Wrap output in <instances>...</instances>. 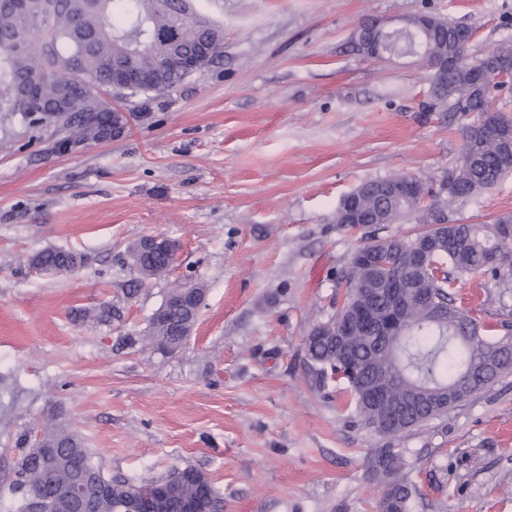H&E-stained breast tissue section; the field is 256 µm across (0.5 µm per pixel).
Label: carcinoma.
I'll return each mask as SVG.
<instances>
[{
	"instance_id": "carcinoma-1",
	"label": "carcinoma",
	"mask_w": 512,
	"mask_h": 512,
	"mask_svg": "<svg viewBox=\"0 0 512 512\" xmlns=\"http://www.w3.org/2000/svg\"><path fill=\"white\" fill-rule=\"evenodd\" d=\"M429 37L420 41L414 55L429 67L444 56L459 60L447 75L431 76V107L449 106L457 112H477L486 123L512 128V118L491 110V91L499 82L475 83L474 72L495 63H512V46L502 45L491 54L470 62L468 42L445 40L438 33L456 25L428 16ZM208 40L211 49L195 55V72L206 70L221 55L222 30L201 18L192 0H0V112L26 113L19 99L20 81L34 82L30 104L41 109L43 123H62L66 138L75 142L96 141L98 133L86 118V95L75 92L62 113L55 107L62 91L75 81L87 80L101 89L112 81V71L131 62L147 73V79L130 96L158 94L178 87L191 73L172 65L173 54L191 53ZM512 174V155L495 140L479 135L475 126L464 131L461 158L448 169L440 192L418 179L404 191L382 193L377 185H392L402 176L367 181L348 194L354 199L366 224L385 226L412 217L421 229L407 237H386L387 247L376 245L377 260L362 257L349 263L341 279L347 292L356 291L354 306L370 310L369 326L353 322L347 327L346 348L336 353V343L323 336H309L307 360L319 382L328 373L341 375L350 392L357 422L386 437H396L434 419H441L456 406L455 388L470 386L476 394L512 373V334L497 340L480 334L476 319L455 306L453 288L459 278L496 273L508 260L499 244L496 226L464 224L448 228V234L428 246L424 270L410 269L402 256L441 213L440 194L448 200L468 198L495 187ZM49 266L73 270L83 257L57 250L42 256ZM401 279L409 288L403 312L393 309L386 281ZM192 310L169 305L164 316L149 323L148 340L164 350L186 330ZM381 381L393 402L403 392L422 388L423 398L415 406L387 417L366 398L364 386ZM41 442L55 448L57 460L45 465L33 455L28 437L20 439V455L0 478L8 484L16 512H31L32 494L44 499L47 512L54 509L56 489L80 474L71 460L84 462L90 475L85 480L88 512H125L135 488L149 489L158 480L140 484L104 475L92 460L83 440L55 418L41 427ZM374 478L384 486L377 512H409L412 483L409 464L399 448H376L371 457ZM204 474L193 467L175 468L163 480L174 482L177 495L161 504L158 512H175L179 500L198 493ZM111 488L109 496L101 488Z\"/></svg>"
}]
</instances>
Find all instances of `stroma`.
Masks as SVG:
<instances>
[{
	"label": "stroma",
	"instance_id": "obj_1",
	"mask_svg": "<svg viewBox=\"0 0 512 512\" xmlns=\"http://www.w3.org/2000/svg\"><path fill=\"white\" fill-rule=\"evenodd\" d=\"M222 55L175 90L125 102L123 137L60 155L56 124L0 117V466L55 414L105 476L140 483L191 466L218 512H377L382 438L359 426L342 381L318 382L312 326L339 308L363 230L344 196L395 174L439 186L472 114L428 110L419 57L357 51L365 21L435 15L468 28L469 60L512 44V0H197ZM452 224L512 214V175L444 201ZM177 244L145 282L127 249ZM48 248L80 268L41 274ZM205 290L181 350L142 342L174 284ZM470 316L502 336L512 272L462 278ZM111 306V321L85 311ZM411 512H512V374L393 439ZM171 240L164 235H149L140 239L137 243L144 254L146 264H149L152 260V256L156 251L166 252L169 256L170 266L174 260L175 247L171 245Z\"/></svg>",
	"mask_w": 512,
	"mask_h": 512
}]
</instances>
